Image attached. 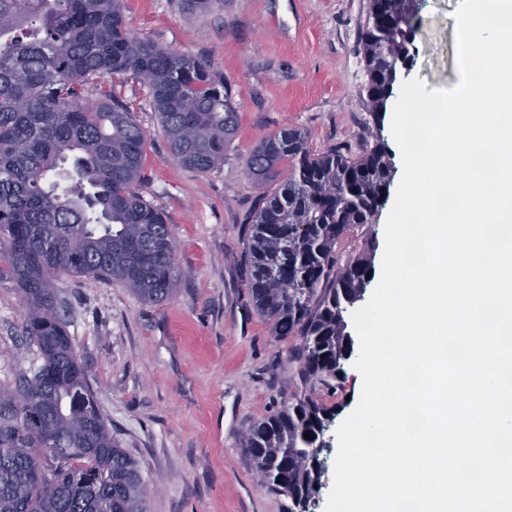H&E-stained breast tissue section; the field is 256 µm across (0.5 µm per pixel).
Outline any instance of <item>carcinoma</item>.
<instances>
[{
	"instance_id": "cac0c4a2",
	"label": "carcinoma",
	"mask_w": 512,
	"mask_h": 512,
	"mask_svg": "<svg viewBox=\"0 0 512 512\" xmlns=\"http://www.w3.org/2000/svg\"><path fill=\"white\" fill-rule=\"evenodd\" d=\"M417 2L370 0L360 47L373 112L386 107L401 63L414 61ZM119 75L147 88L183 166L224 162L238 121L229 90L205 63L131 33L122 0H0V282L19 288L22 331L41 359L0 384V512H148V487L112 437L51 288L66 273L150 303L178 289L173 230L132 189L146 132L102 87ZM392 169L379 140L358 156L316 153L300 130L251 154L250 173L280 183L251 219L248 288L277 335L299 340L290 348L298 393L252 423L241 445L290 512H309L319 491L315 447L335 408L316 391L344 380L352 313L374 276V245L344 262L336 247L371 222Z\"/></svg>"
}]
</instances>
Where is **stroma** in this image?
<instances>
[{
  "mask_svg": "<svg viewBox=\"0 0 512 512\" xmlns=\"http://www.w3.org/2000/svg\"><path fill=\"white\" fill-rule=\"evenodd\" d=\"M459 0H421L417 53L407 73L427 89L459 82ZM369 0H211L188 12L185 0H123L127 27L172 51L205 62L229 88L238 126L224 161L208 172L172 154L146 88L112 80L147 140L134 188L156 204L177 239V295L141 300L105 280L66 274L52 281L61 315L112 434L138 463L152 491L149 512H288L287 497L256 476L240 446L254 421L274 413L296 391L290 341L255 310L247 288L246 228L271 190L254 178L249 158L260 139L303 130L312 151L340 147L360 154L378 134L394 168L401 157L391 112H371L359 52ZM391 181L367 231L342 242L348 256L372 237L385 244V224L398 189ZM22 298L0 283V382L37 362L21 333ZM326 403L336 406L322 486L311 512H326L338 452L337 429L357 407V370Z\"/></svg>",
  "mask_w": 512,
  "mask_h": 512,
  "instance_id": "obj_1",
  "label": "stroma"
}]
</instances>
